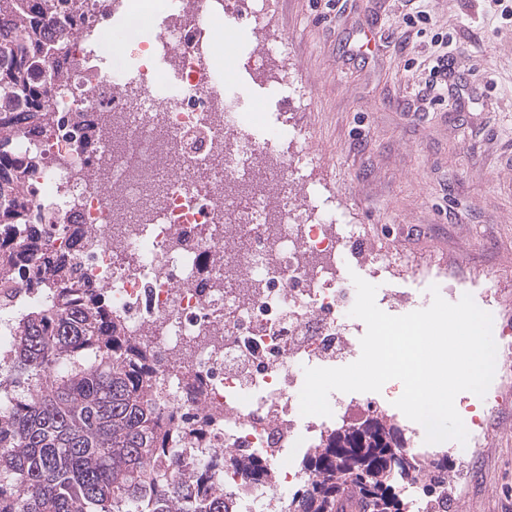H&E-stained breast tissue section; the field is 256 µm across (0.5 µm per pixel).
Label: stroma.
I'll return each mask as SVG.
<instances>
[{"label": "stroma", "instance_id": "1", "mask_svg": "<svg viewBox=\"0 0 512 512\" xmlns=\"http://www.w3.org/2000/svg\"><path fill=\"white\" fill-rule=\"evenodd\" d=\"M224 24L226 50L266 59L236 75L239 133L279 126L303 153L298 192L329 200L337 231L357 225L395 261L495 266L512 286V0H246ZM443 54L448 83L422 96ZM347 267L404 293L403 313L432 302L429 283ZM508 464L512 403L481 464L449 468L448 512H493Z\"/></svg>", "mask_w": 512, "mask_h": 512}]
</instances>
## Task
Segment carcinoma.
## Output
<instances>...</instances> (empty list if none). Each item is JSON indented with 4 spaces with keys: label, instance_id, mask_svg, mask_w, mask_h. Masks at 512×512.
<instances>
[{
    "label": "carcinoma",
    "instance_id": "obj_1",
    "mask_svg": "<svg viewBox=\"0 0 512 512\" xmlns=\"http://www.w3.org/2000/svg\"><path fill=\"white\" fill-rule=\"evenodd\" d=\"M46 0H0V228L24 224L16 201L22 171L3 152L25 120L49 118L51 85L82 21L69 0H54L60 32L42 38ZM0 236V285L35 261L34 285L54 287L56 303L35 307L17 326V351L0 367V512H228L221 480L207 471L180 477V454L196 431L173 424L147 346L124 335L102 289L71 288L72 252ZM402 431L377 416L338 429L313 454L317 475L297 494L296 512H338L350 491L367 512H407L396 491L409 479L431 502L446 486L449 457L417 466L400 455Z\"/></svg>",
    "mask_w": 512,
    "mask_h": 512
}]
</instances>
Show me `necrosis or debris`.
I'll return each mask as SVG.
<instances>
[{
  "instance_id": "obj_1",
  "label": "necrosis or debris",
  "mask_w": 512,
  "mask_h": 512,
  "mask_svg": "<svg viewBox=\"0 0 512 512\" xmlns=\"http://www.w3.org/2000/svg\"><path fill=\"white\" fill-rule=\"evenodd\" d=\"M85 24L69 41L47 124L8 153L27 161L29 223L59 248L77 244L74 285L104 289L127 335L162 357L167 408L200 433L191 473L223 460L234 512H294L313 482L304 463L336 428L380 412L377 398L332 392L331 416H304L308 367L351 364L365 333L349 314L356 291L338 277L349 254L388 270L364 234L298 203L276 136L236 134L224 68L209 62L215 24L241 0H165L163 19L116 31L114 0H72ZM444 294L496 295L500 276L465 281L446 263L402 262ZM50 295L26 287L0 302V355L27 308ZM495 376L470 418L464 453L483 460L492 414L512 395V315L496 310ZM267 475L250 480L245 461Z\"/></svg>"
}]
</instances>
